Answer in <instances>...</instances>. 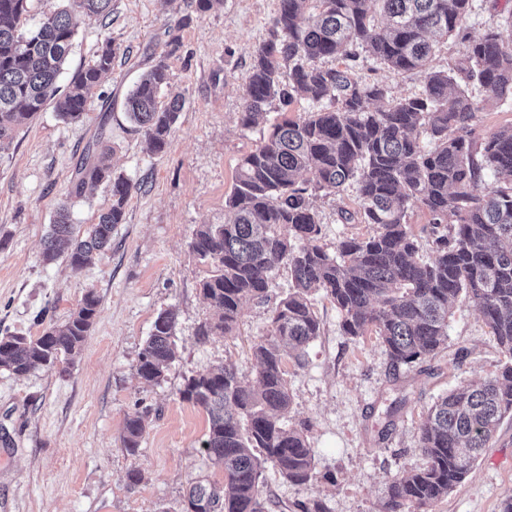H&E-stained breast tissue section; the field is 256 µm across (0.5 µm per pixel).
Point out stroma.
<instances>
[{
  "instance_id": "obj_1",
  "label": "stroma",
  "mask_w": 512,
  "mask_h": 512,
  "mask_svg": "<svg viewBox=\"0 0 512 512\" xmlns=\"http://www.w3.org/2000/svg\"><path fill=\"white\" fill-rule=\"evenodd\" d=\"M275 10L276 0H215L204 13L196 0H112L106 20L74 13L60 85L104 41L116 55L81 122H63L46 108L0 153V336H39L88 292L99 298V314L74 358L20 376L0 369V512H183L191 484H223V470L202 448L207 415L179 390L186 377L228 363L254 379L250 347L269 333L271 300L291 281L277 266L270 301L244 302L236 335L199 338L198 327L216 313L200 291L209 269L189 243L196 225L227 220L224 201L238 164L262 143L261 128H244L240 117L254 53ZM171 35L180 47L167 60L162 97L182 95L185 105L165 151L155 154L124 100ZM357 66L393 98L425 84L421 71L400 74L365 58ZM98 138L105 163L134 186L126 220L83 267L44 262V240L74 168ZM312 200L328 252L343 236L369 233V225L340 219L360 209L354 189L319 191ZM312 303L323 329L302 363H287L293 399L284 423L305 432L316 478L294 484L268 468L263 495L269 512H298V503L312 499L326 512H381L389 482L425 463L419 425L434 400L494 376L504 357L467 302L457 304L437 354L396 369L376 336L344 335L336 307L318 294ZM168 309L176 314L177 358L160 383L147 385L135 372L138 355ZM140 406L152 413L132 456L124 426ZM133 468L142 472L136 484L127 479ZM509 493L512 417L432 512H501Z\"/></svg>"
}]
</instances>
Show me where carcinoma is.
Segmentation results:
<instances>
[{"label":"carcinoma","mask_w":512,"mask_h":512,"mask_svg":"<svg viewBox=\"0 0 512 512\" xmlns=\"http://www.w3.org/2000/svg\"><path fill=\"white\" fill-rule=\"evenodd\" d=\"M29 3L0 0V152L50 103L62 121H80L115 57L112 41H105L59 92L74 39L72 9L105 18L112 0H71L34 28L26 27ZM474 10L475 0H278L269 37L254 54L241 124L257 125L275 98L285 105L301 98L312 110L272 125L264 143L241 159L225 200L230 218L196 226L190 248L212 265L201 291L219 312L197 335H233L243 303L268 300L275 265H287L293 286L271 310L270 333L251 348L255 380L226 365L186 378L179 390L182 400L206 412L202 448L224 471L221 487L191 485L185 504L196 512H266L260 484L267 464L294 484L314 479L306 435L283 423L292 403L287 361L301 363L321 334L314 293L336 306L345 335L378 336L394 367L444 344L461 297L479 309L506 356L493 379L461 385L432 404L420 424L426 465L390 483L384 512H429L467 477L512 416V124L483 138L473 134L480 110L475 92L485 94V102L512 104V21L473 38L465 22ZM450 39L463 45L462 60L428 69ZM362 53L397 73L426 71L423 91L387 98L384 86L359 76ZM172 54L161 53L125 101L157 154L184 108L178 96L160 101ZM423 135L434 142L428 151L420 145ZM99 145L86 148L69 197L104 184L112 203L83 238L61 205L44 244L47 261L63 255L71 266H84L125 221L133 185L112 177L98 159ZM489 172L498 176L493 185ZM346 185L355 188L372 232L338 241L331 255L317 244L321 227L310 198ZM414 207L428 214L427 259L407 224ZM98 309L89 292L64 322L49 324L41 335L0 337V368L25 375L79 353ZM175 336V314L160 312L136 364L140 380L164 378L177 357ZM150 413L146 407L126 420L123 443L131 455Z\"/></svg>","instance_id":"1"}]
</instances>
